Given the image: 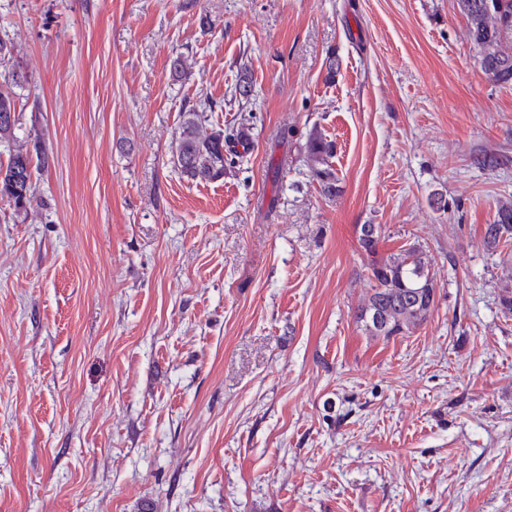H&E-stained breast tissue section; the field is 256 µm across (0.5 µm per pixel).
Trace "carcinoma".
<instances>
[{
    "label": "carcinoma",
    "mask_w": 512,
    "mask_h": 512,
    "mask_svg": "<svg viewBox=\"0 0 512 512\" xmlns=\"http://www.w3.org/2000/svg\"><path fill=\"white\" fill-rule=\"evenodd\" d=\"M459 12L467 21V35L480 49V66L498 82L512 81V53L503 45L504 36L512 31V0H456ZM16 46L0 37V114L14 112L10 123L0 117V147L8 151V161L0 165V200L13 208L15 218H25L37 200L34 175L49 166V156L39 140L21 139V112L13 88L26 81L21 70L12 65ZM214 103H199L181 114L172 141L173 162L180 175L188 181L201 183L224 178L225 146L230 143L243 148L235 156L244 157L251 144L247 121L224 133L216 126L204 127L207 113ZM335 146L320 137H311L304 146V155L313 179L327 191H339V178L333 168ZM377 224L360 228L359 244L373 253L380 240ZM486 250L495 253L512 247V202L499 204L493 223L486 225L483 235ZM431 260L421 246L414 244L398 254L373 263L374 281L368 302L357 313L364 331L374 337L390 338L413 330L425 321L434 309L437 284L430 274Z\"/></svg>",
    "instance_id": "1"
}]
</instances>
